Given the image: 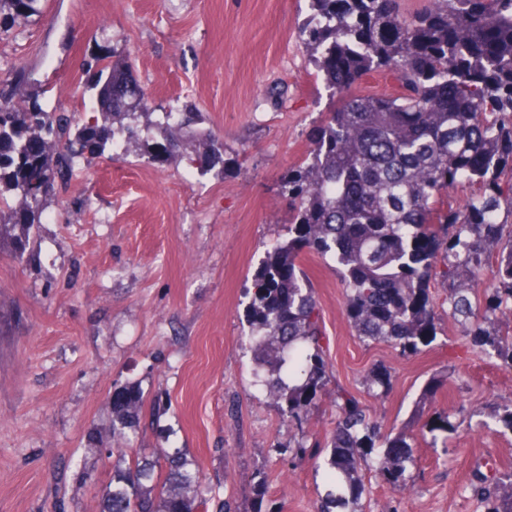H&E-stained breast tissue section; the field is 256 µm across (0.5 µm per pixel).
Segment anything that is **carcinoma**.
<instances>
[{
  "mask_svg": "<svg viewBox=\"0 0 512 512\" xmlns=\"http://www.w3.org/2000/svg\"><path fill=\"white\" fill-rule=\"evenodd\" d=\"M41 0H0V37L41 15ZM299 40L334 109L313 148L280 179L293 205L285 238L265 255L247 289V322L255 351V384L281 415L303 426L326 393L330 365L321 345L318 299L301 259L335 264L343 308L358 338L388 343L407 355L436 336L440 313L478 352L512 367V329L496 327L512 312V0H428L407 16L401 0H309ZM398 82L396 96L354 95L374 71ZM95 101L105 111L90 124L82 112H58L26 75L0 77V253L21 263L34 253L32 230L88 149L121 135L141 140L136 124L146 92L128 66L95 60ZM154 125L157 154L185 149L181 131L201 120L185 104ZM474 192L461 207L448 187ZM497 258L493 281L482 276ZM440 280L443 297L430 293ZM368 392L385 391L384 368L367 377ZM143 391L129 384L109 401L113 447L125 460L137 430ZM325 445L328 489L317 512H363V471L401 491L412 479L411 436L383 428L353 394L336 392ZM512 432V400L486 405ZM433 412L421 433H453ZM471 489L486 512H512V473H472ZM100 512H198L200 468L184 449L158 448L117 465L99 490Z\"/></svg>",
  "mask_w": 512,
  "mask_h": 512,
  "instance_id": "1",
  "label": "carcinoma"
}]
</instances>
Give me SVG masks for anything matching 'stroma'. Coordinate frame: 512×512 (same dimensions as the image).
Masks as SVG:
<instances>
[{"label": "stroma", "mask_w": 512, "mask_h": 512, "mask_svg": "<svg viewBox=\"0 0 512 512\" xmlns=\"http://www.w3.org/2000/svg\"><path fill=\"white\" fill-rule=\"evenodd\" d=\"M43 14L0 39V75L25 69L70 112L91 99L96 57L124 59L149 93L151 120L174 101L204 121L161 160L143 145L86 154L35 230L31 260L0 254V512H100L98 485L117 463L108 401L129 382L144 393L134 448H183L203 469V494L236 512H314L326 486L314 458L285 445L328 436L337 391L356 395L394 431L432 377L434 409L459 430L414 443V485L364 479V512H485L467 488L473 469L512 472V434L463 428L473 410L512 398V369L467 348L441 319L418 354L364 344L344 313L343 288L321 258L301 260L319 301L327 391L303 427L253 385L246 335L252 276L288 222L282 173L309 152L332 104L298 31L309 0H41ZM224 142L222 162L203 137ZM390 374L369 396L371 369ZM98 484L80 486L81 463Z\"/></svg>", "instance_id": "stroma-1"}]
</instances>
